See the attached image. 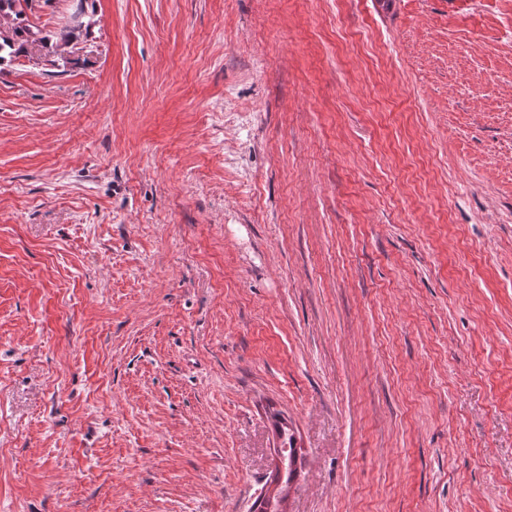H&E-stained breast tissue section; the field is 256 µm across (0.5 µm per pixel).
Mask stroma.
<instances>
[{
  "label": "stroma",
  "mask_w": 512,
  "mask_h": 512,
  "mask_svg": "<svg viewBox=\"0 0 512 512\" xmlns=\"http://www.w3.org/2000/svg\"><path fill=\"white\" fill-rule=\"evenodd\" d=\"M0 77V512H512V0H95ZM277 427L279 431V438H283V454L288 459V470H286V478L284 480V483L288 482V485H290L297 471V448L294 443L293 434H289L288 424L284 423V425H277ZM286 445H288V447ZM292 464L294 465L293 468L290 467Z\"/></svg>",
  "instance_id": "obj_1"
}]
</instances>
